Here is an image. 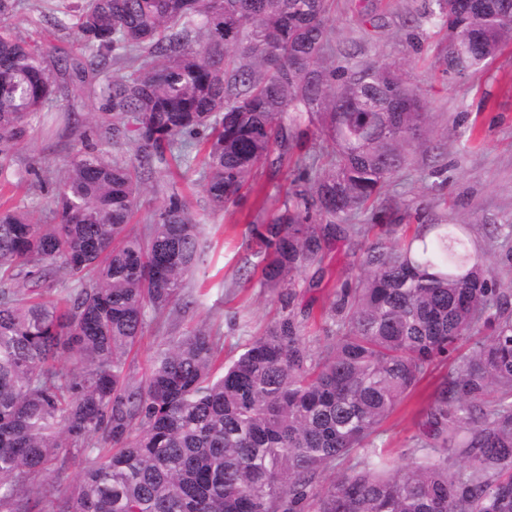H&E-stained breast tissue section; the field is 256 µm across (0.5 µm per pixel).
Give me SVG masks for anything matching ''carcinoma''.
Instances as JSON below:
<instances>
[{
  "mask_svg": "<svg viewBox=\"0 0 512 512\" xmlns=\"http://www.w3.org/2000/svg\"><path fill=\"white\" fill-rule=\"evenodd\" d=\"M45 2L34 22L71 21L83 52L46 65L7 23L21 0H0V183L29 174L10 161L58 75L100 96L112 139L135 151H102L69 108L75 144L53 222L0 206V512H512V286L484 267L466 225L408 240L380 225L364 277L322 312L337 326L325 346L308 344L294 313L295 277L322 263L328 238L362 234L349 220L410 149H438L421 90L389 66H333L332 0ZM424 17L448 29L436 59L451 77L476 76L512 42V0H427ZM401 100L414 109L395 111ZM314 125L328 165L300 155L298 188L250 228L261 287L285 314L228 363L201 325L159 345L145 380L131 381L129 354L182 299L202 252L175 191L134 230L145 177L200 144L222 210ZM312 208L321 223H308ZM62 280L72 287L50 298ZM483 327L491 334L458 353ZM453 353L416 439L424 453L393 463L377 451L382 424ZM90 456L60 491L56 474Z\"/></svg>",
  "mask_w": 512,
  "mask_h": 512,
  "instance_id": "carcinoma-1",
  "label": "carcinoma"
}]
</instances>
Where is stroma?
I'll list each match as a JSON object with an SVG mask.
<instances>
[{
  "label": "stroma",
  "mask_w": 512,
  "mask_h": 512,
  "mask_svg": "<svg viewBox=\"0 0 512 512\" xmlns=\"http://www.w3.org/2000/svg\"><path fill=\"white\" fill-rule=\"evenodd\" d=\"M36 0H24L12 23L23 39L51 51L74 45L72 30L53 24L32 23ZM425 0H335L326 25L337 60L352 55L365 64L396 67L412 85L424 92L428 127L438 149L410 153L376 202L373 211L359 215L358 223L398 224L408 232L439 221L467 225L485 255L488 266L502 281H512V242H491L495 225L512 224V44L503 46L473 79H452L435 59V46L446 31L423 17ZM70 137L34 127L16 153L14 167L38 170L12 195L34 219L50 215L54 183L71 151ZM202 156H195L186 179L174 182L155 175L139 199L134 224L143 227L147 215L162 205L171 188L182 190L202 231V262L185 290L184 303L170 307L160 328H149L128 358L134 379L148 370L156 346L185 335L207 323L220 327L222 356L236 357L251 336L260 334L282 313L277 294L260 288L251 256L249 227L269 221L286 200L293 171L285 165L274 171L259 168L252 188L212 211L200 177ZM446 169L448 182L440 184L437 169ZM368 244L364 237H333L327 244L322 269L304 271L295 288V307L304 315L303 334L315 348L336 334L321 311L342 285H355L363 275L361 257ZM318 286H311L312 277ZM449 365L430 366L416 391L387 419L379 437L387 450L410 458L414 440L429 429L425 409L436 383Z\"/></svg>",
  "instance_id": "obj_1"
}]
</instances>
